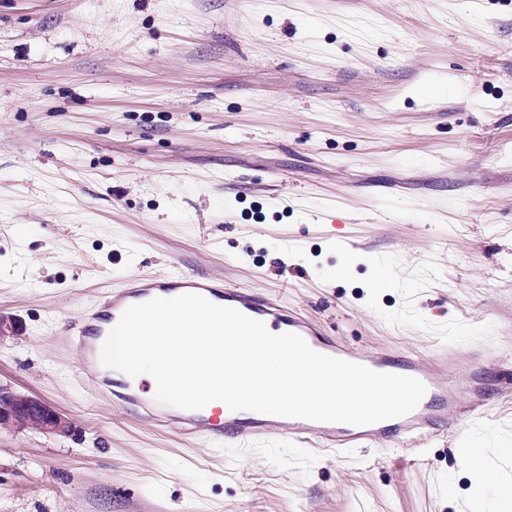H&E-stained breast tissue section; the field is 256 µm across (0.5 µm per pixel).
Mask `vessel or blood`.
<instances>
[{"instance_id": "b4317fda", "label": "vessel or blood", "mask_w": 512, "mask_h": 512, "mask_svg": "<svg viewBox=\"0 0 512 512\" xmlns=\"http://www.w3.org/2000/svg\"><path fill=\"white\" fill-rule=\"evenodd\" d=\"M197 293L212 303L235 308L261 320L276 333L293 332L302 336L316 351L362 364L374 371L411 376L421 380L427 391L418 407L401 418L365 426L313 422L253 411H225L223 423L206 410H171L141 385L120 378L112 381V395L130 415L148 422L155 429L191 442L205 436L223 435L224 439L246 444L255 440L279 439L302 447L340 452L368 445L406 447L440 427L467 420L483 407L484 392L478 368L464 359L458 350L432 356L395 355L378 348H353L326 337L321 325L303 312L283 305L275 292L256 297L250 289L220 286L197 274L172 267L161 274L131 278L123 288L106 293L100 309L86 318L75 338L84 351L86 363L96 366L99 345L97 322L119 321L131 305L155 297H167L170 291Z\"/></svg>"}]
</instances>
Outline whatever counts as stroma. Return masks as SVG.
<instances>
[{
  "mask_svg": "<svg viewBox=\"0 0 512 512\" xmlns=\"http://www.w3.org/2000/svg\"><path fill=\"white\" fill-rule=\"evenodd\" d=\"M174 265L460 349L485 408L416 450L186 446L62 342ZM0 313V381L76 426L0 432V512H512V0H0Z\"/></svg>",
  "mask_w": 512,
  "mask_h": 512,
  "instance_id": "stroma-1",
  "label": "stroma"
}]
</instances>
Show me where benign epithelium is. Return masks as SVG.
<instances>
[{"mask_svg": "<svg viewBox=\"0 0 512 512\" xmlns=\"http://www.w3.org/2000/svg\"><path fill=\"white\" fill-rule=\"evenodd\" d=\"M22 322L14 316L0 315V341L21 335ZM33 430L45 434L70 436L73 423L44 399L20 392L0 383V430Z\"/></svg>", "mask_w": 512, "mask_h": 512, "instance_id": "1", "label": "benign epithelium"}]
</instances>
